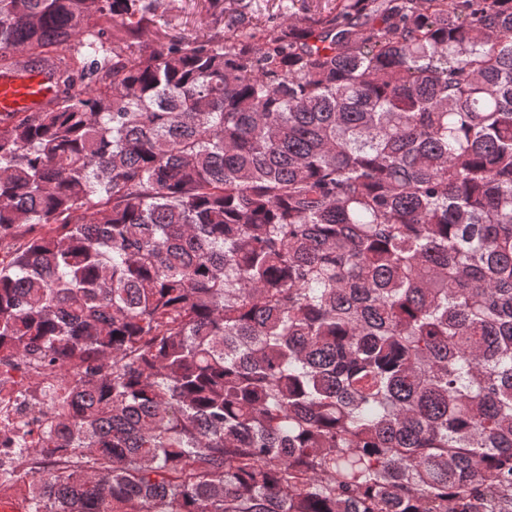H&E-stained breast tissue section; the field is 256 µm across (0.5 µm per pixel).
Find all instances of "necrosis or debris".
Instances as JSON below:
<instances>
[{"label":"necrosis or debris","mask_w":512,"mask_h":512,"mask_svg":"<svg viewBox=\"0 0 512 512\" xmlns=\"http://www.w3.org/2000/svg\"><path fill=\"white\" fill-rule=\"evenodd\" d=\"M67 388L61 363L0 354V490L24 495L37 476L83 464V456L65 458L41 448Z\"/></svg>","instance_id":"1"}]
</instances>
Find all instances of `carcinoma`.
Masks as SVG:
<instances>
[{"label": "carcinoma", "instance_id": "cac0c4a2", "mask_svg": "<svg viewBox=\"0 0 512 512\" xmlns=\"http://www.w3.org/2000/svg\"><path fill=\"white\" fill-rule=\"evenodd\" d=\"M0 0V351L78 382L34 512H512V0L195 40ZM59 91L48 62H24L7 74H0V115L39 112L52 106Z\"/></svg>", "mask_w": 512, "mask_h": 512}]
</instances>
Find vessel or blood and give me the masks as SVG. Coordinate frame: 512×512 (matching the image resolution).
<instances>
[{
    "mask_svg": "<svg viewBox=\"0 0 512 512\" xmlns=\"http://www.w3.org/2000/svg\"><path fill=\"white\" fill-rule=\"evenodd\" d=\"M58 94L50 63H21L0 74V115L41 111L52 106Z\"/></svg>",
    "mask_w": 512,
    "mask_h": 512,
    "instance_id": "vessel-or-blood-1",
    "label": "vessel or blood"
}]
</instances>
